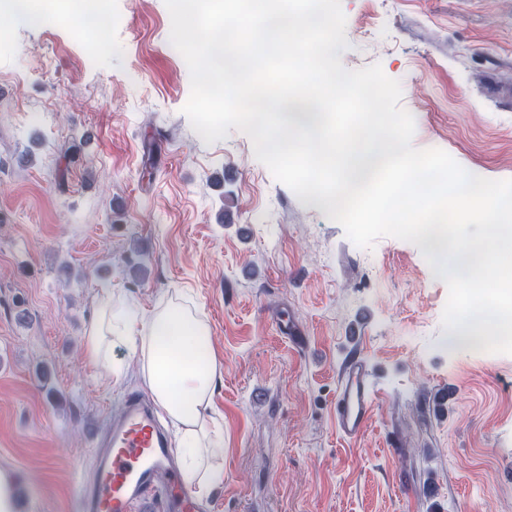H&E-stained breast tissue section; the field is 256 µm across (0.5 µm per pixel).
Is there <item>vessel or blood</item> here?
Segmentation results:
<instances>
[{
	"label": "vessel or blood",
	"mask_w": 512,
	"mask_h": 512,
	"mask_svg": "<svg viewBox=\"0 0 512 512\" xmlns=\"http://www.w3.org/2000/svg\"><path fill=\"white\" fill-rule=\"evenodd\" d=\"M367 369L351 356L338 382L334 417L338 431L348 437L371 425L375 404L366 381ZM96 469L84 484L79 512H203L202 505L181 489L176 460L167 432L150 400L128 395L110 422L93 433Z\"/></svg>",
	"instance_id": "obj_1"
}]
</instances>
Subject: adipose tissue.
I'll use <instances>...</instances> for the list:
<instances>
[{
    "instance_id": "ef3b65f1",
    "label": "adipose tissue",
    "mask_w": 512,
    "mask_h": 512,
    "mask_svg": "<svg viewBox=\"0 0 512 512\" xmlns=\"http://www.w3.org/2000/svg\"><path fill=\"white\" fill-rule=\"evenodd\" d=\"M117 343L139 354L143 381L175 427L183 481L198 499H206L224 481L215 451L224 435L207 428L206 410L222 368L209 326L175 303L146 318L130 311L116 315L107 303L85 332L84 357L95 364L111 362Z\"/></svg>"
}]
</instances>
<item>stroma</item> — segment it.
<instances>
[{"label":"stroma","mask_w":512,"mask_h":512,"mask_svg":"<svg viewBox=\"0 0 512 512\" xmlns=\"http://www.w3.org/2000/svg\"><path fill=\"white\" fill-rule=\"evenodd\" d=\"M341 7L343 66L400 83L413 147L512 180V0ZM105 12L102 27L8 21L0 44V468L26 512H77L93 430L145 389L124 345L118 383L83 356L107 298L145 315L183 303L211 330L224 482L207 512H512V355L445 346L448 289L419 246L357 247L248 135L201 139L164 0ZM353 354L376 404L349 439L332 408ZM440 387L452 397L438 416Z\"/></svg>","instance_id":"stroma-1"}]
</instances>
